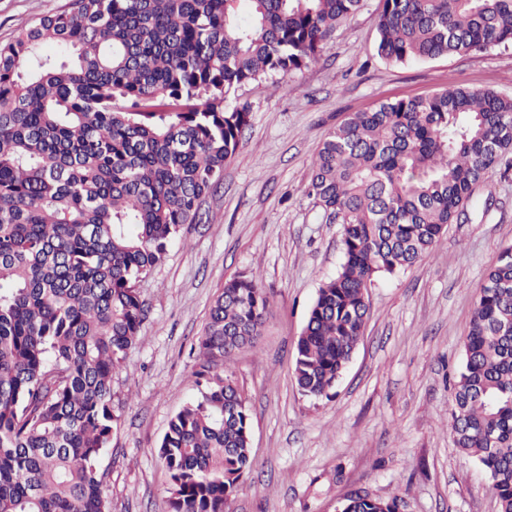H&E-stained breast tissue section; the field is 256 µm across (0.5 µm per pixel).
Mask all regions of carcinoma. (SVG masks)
I'll list each match as a JSON object with an SVG mask.
<instances>
[{"label":"carcinoma","mask_w":512,"mask_h":512,"mask_svg":"<svg viewBox=\"0 0 512 512\" xmlns=\"http://www.w3.org/2000/svg\"><path fill=\"white\" fill-rule=\"evenodd\" d=\"M362 0H72L0 44V512H108L98 461L112 372L147 318L137 283L200 216L249 113L237 88L314 63ZM394 63L512 45V0H381ZM56 48L46 55L47 45ZM512 153V98L455 83L385 100L328 132L306 192L341 225L294 376L330 394L364 335L367 288L427 257ZM269 297L224 284L199 338V395L159 455L168 512H224L253 466L248 401L224 373ZM450 408L454 443L512 512V245L487 270ZM340 512H397L355 493Z\"/></svg>","instance_id":"cac0c4a2"}]
</instances>
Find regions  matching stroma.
Returning a JSON list of instances; mask_svg holds the SVG:
<instances>
[{
	"instance_id": "stroma-1",
	"label": "stroma",
	"mask_w": 512,
	"mask_h": 512,
	"mask_svg": "<svg viewBox=\"0 0 512 512\" xmlns=\"http://www.w3.org/2000/svg\"><path fill=\"white\" fill-rule=\"evenodd\" d=\"M71 0H0V43ZM380 0L361 9L303 70L241 86L246 127L224 181L138 288L141 338L112 375L120 417L100 457L111 512H168L158 446L197 392L198 339L226 281L270 297L255 346L226 370L249 406L253 467L226 512H337L351 493L398 512H499L480 466L449 429L463 338L485 270L512 244V162L486 174L432 253L374 278L364 336L330 397L303 395L295 345L342 257L340 226L304 186L326 134L349 113L455 82L512 97V46L396 64L378 56Z\"/></svg>"
}]
</instances>
